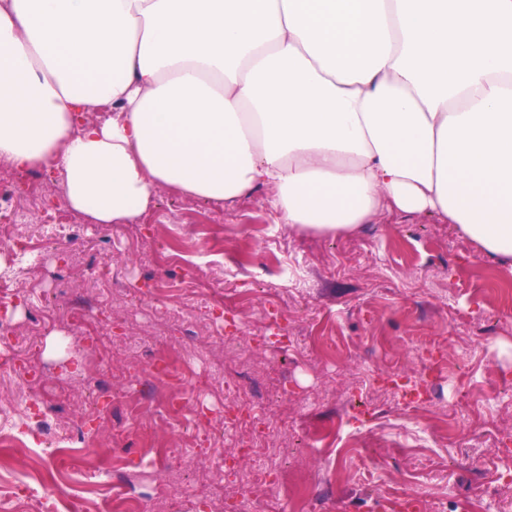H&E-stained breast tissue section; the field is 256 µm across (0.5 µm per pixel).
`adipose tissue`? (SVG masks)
I'll return each mask as SVG.
<instances>
[{
    "label": "adipose tissue",
    "instance_id": "ef3b65f1",
    "mask_svg": "<svg viewBox=\"0 0 512 512\" xmlns=\"http://www.w3.org/2000/svg\"><path fill=\"white\" fill-rule=\"evenodd\" d=\"M0 159L96 224L269 187L281 224L430 214L512 261V0H0Z\"/></svg>",
    "mask_w": 512,
    "mask_h": 512
}]
</instances>
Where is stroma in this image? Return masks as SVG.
<instances>
[{
	"mask_svg": "<svg viewBox=\"0 0 512 512\" xmlns=\"http://www.w3.org/2000/svg\"><path fill=\"white\" fill-rule=\"evenodd\" d=\"M74 221L75 244L34 211L13 226L35 248L0 252V267L35 276L30 302L0 298L19 330L0 355L38 364L64 428L89 413L90 381L113 388L91 452L116 459L112 492L140 512H298L296 472L323 512H397L404 499L413 512H512V313L487 291L512 267L451 224L387 214L320 236L277 223L261 193L228 209L166 188L138 223ZM33 308L47 315L36 333ZM215 318L223 337L199 334ZM168 351L190 355L173 419L156 400ZM492 378L503 391L487 400ZM395 385L428 400L408 409L386 395ZM242 436L257 456L233 453ZM45 452L34 440L11 456L0 494Z\"/></svg>",
	"mask_w": 512,
	"mask_h": 512,
	"instance_id": "1",
	"label": "stroma"
}]
</instances>
